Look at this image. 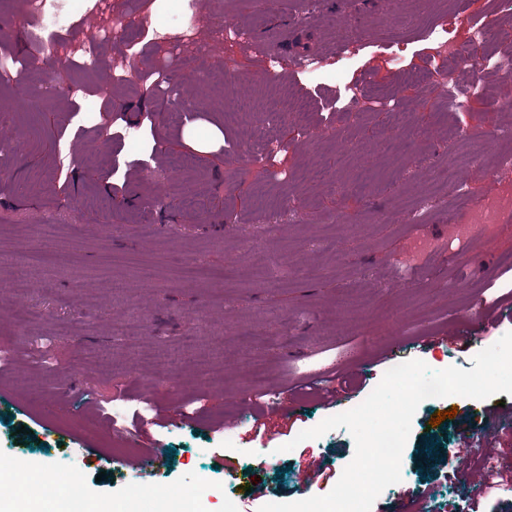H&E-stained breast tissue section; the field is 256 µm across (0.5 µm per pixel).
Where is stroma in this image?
Wrapping results in <instances>:
<instances>
[{"mask_svg":"<svg viewBox=\"0 0 512 512\" xmlns=\"http://www.w3.org/2000/svg\"><path fill=\"white\" fill-rule=\"evenodd\" d=\"M182 3L48 0L55 22L42 26L27 0H0L12 29L0 59L23 67L0 80V456L72 472L81 499L119 512H180L186 495L194 512H224L228 496L258 512L332 490L351 434L297 436L362 403L391 344L402 360L469 370L478 346L453 351L444 337L483 319L487 342L512 332L500 312L512 303V176L495 162L512 149L496 137L512 128V85L492 68L449 83L437 71L486 24L491 50L512 54V12L498 0H476L472 19L465 0H375L340 54L335 33L354 18L334 0L305 4L293 28L278 0H196L190 15ZM137 14L158 29L96 44L98 68L80 65L90 20ZM222 23L243 38H211ZM192 29L202 80L173 62L172 37ZM256 33L314 49L319 76L269 64ZM158 69L176 93H157L145 115ZM378 94L402 115L394 129ZM459 186L503 222L461 234ZM429 190L431 210L412 220ZM43 223L51 238L34 237ZM422 336L441 342L415 353ZM272 400L285 415L268 414ZM114 406L119 433L102 416ZM121 439L138 453L161 445L152 473L117 467ZM433 449L447 470L429 465ZM313 461L324 474L308 484ZM401 476L372 512L404 497L418 512H512V396L421 402ZM260 481L265 497L248 495Z\"/></svg>","mask_w":512,"mask_h":512,"instance_id":"stroma-1","label":"stroma"}]
</instances>
